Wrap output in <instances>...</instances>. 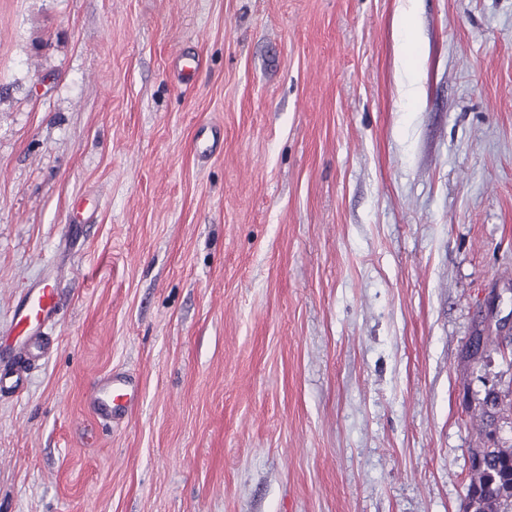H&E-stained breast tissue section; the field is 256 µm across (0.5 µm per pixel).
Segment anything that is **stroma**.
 I'll use <instances>...</instances> for the list:
<instances>
[{"label": "stroma", "instance_id": "stroma-1", "mask_svg": "<svg viewBox=\"0 0 512 512\" xmlns=\"http://www.w3.org/2000/svg\"><path fill=\"white\" fill-rule=\"evenodd\" d=\"M37 284L0 512H464L512 391L464 356L512 313V0H0V332ZM58 304V290L49 285L32 286L19 297L13 325L15 336L20 339L0 348V395L22 391L31 364L51 353L54 342L44 330L53 319ZM139 397V383L130 375L108 372L97 378L85 397V405L100 421L112 425L123 420ZM512 392H502L496 389H490L486 392L483 399L482 425L483 430L496 426L499 420L508 416L512 412Z\"/></svg>", "mask_w": 512, "mask_h": 512}]
</instances>
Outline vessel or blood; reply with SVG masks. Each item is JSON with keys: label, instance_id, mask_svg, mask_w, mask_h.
Segmentation results:
<instances>
[{"label": "vessel or blood", "instance_id": "1", "mask_svg": "<svg viewBox=\"0 0 512 512\" xmlns=\"http://www.w3.org/2000/svg\"><path fill=\"white\" fill-rule=\"evenodd\" d=\"M59 304L58 291L47 285L27 289L13 314L17 341L0 348V395L22 391L32 363L47 357L54 346L45 328ZM139 397V383L132 376L108 372L97 378L85 397V405L100 421L123 420Z\"/></svg>", "mask_w": 512, "mask_h": 512}]
</instances>
